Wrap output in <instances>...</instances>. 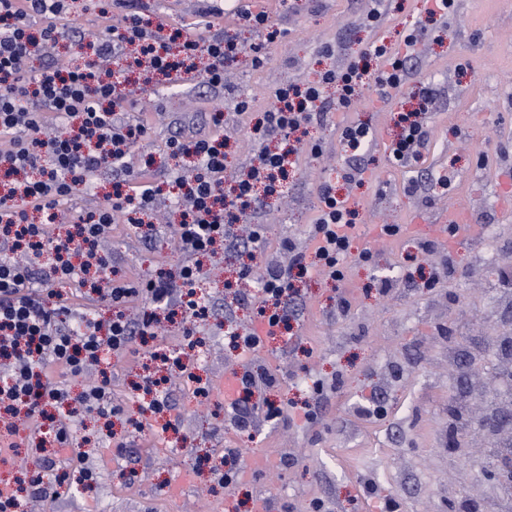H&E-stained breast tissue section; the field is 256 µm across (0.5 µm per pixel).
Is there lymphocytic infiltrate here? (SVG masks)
I'll use <instances>...</instances> for the list:
<instances>
[{
    "mask_svg": "<svg viewBox=\"0 0 512 512\" xmlns=\"http://www.w3.org/2000/svg\"><path fill=\"white\" fill-rule=\"evenodd\" d=\"M93 11L95 26L88 32L78 25L68 0H0V164L15 176L13 182L0 181V361L9 367L0 377V412L8 416L4 427L10 433L18 410H25L29 428L38 432L46 406L69 401V390L55 384V377L81 376L109 354L124 358L137 339H157L162 325L176 317L186 335H193L210 314L208 302L195 290L202 275L198 256L214 254L221 245L257 252L264 240L262 225H253L244 240L234 226L261 210L267 197L284 191L303 153H321V145L305 141L308 126L323 121L327 112L356 107L369 89L378 101L389 102L407 83L423 38L416 26L393 43L375 39L317 80L277 87L272 105L253 128L256 160L236 171L227 169L222 139L170 138L171 154L190 159L194 170L189 178L176 170L169 174L179 190L174 201L182 214L176 235L183 260L133 282L118 277L101 253L113 225L142 228L143 215L157 205L152 173L132 171L129 164L132 148L148 135L145 125L126 114L130 72L139 70L147 79L159 74L170 82L186 75L214 91L224 85L226 58L245 53L253 67H261L268 44L281 31L266 12L246 5L235 17L260 37L247 47L225 39L220 30L196 34L161 21L150 0H107ZM66 40L76 50L74 62L48 61L32 68L36 44ZM434 97L432 87L421 86L415 107L398 112L397 132L388 146L393 166L408 169L422 159ZM376 136L374 126L359 120L341 127L338 177L344 184H364ZM103 168L117 177L108 204L76 212L71 230L56 231L61 201L88 186ZM319 199L309 234L313 256L293 251L287 266L268 267L260 276L251 265L240 268L239 279L258 289L263 329L232 332L235 346L253 349L261 335L277 336L288 328L296 313L289 302L296 277L343 280L358 212L335 184L322 183ZM65 286L86 299V306L63 296ZM142 298L149 302L142 317H127L126 308ZM102 307L112 309L111 320L99 319ZM67 317L76 320V328L64 326ZM52 431L58 443L73 448L65 472L55 475L52 488L36 478L27 495L0 493V512H22L29 496L55 497L66 477L79 484L96 480L69 426L59 422Z\"/></svg>",
    "mask_w": 512,
    "mask_h": 512,
    "instance_id": "obj_1",
    "label": "lymphocytic infiltrate"
}]
</instances>
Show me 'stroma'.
Masks as SVG:
<instances>
[{"label": "stroma", "instance_id": "stroma-1", "mask_svg": "<svg viewBox=\"0 0 512 512\" xmlns=\"http://www.w3.org/2000/svg\"><path fill=\"white\" fill-rule=\"evenodd\" d=\"M367 0H281L270 12L281 29L263 67L244 56L224 65V81L251 94L255 111L271 102L272 91L286 82L313 78L317 71L356 56L373 38L396 41L404 29L425 27L414 76L403 87L411 95L420 84H433L436 101L428 114L430 142L413 172L392 166L388 144L400 101L384 104L367 97L349 112L331 113L308 128L309 139L324 152L302 160L283 195L267 200L251 221L265 227V243L254 260L257 270L287 265V244L312 249L310 226L318 212L320 184L341 165L338 133L352 120L373 124L371 176L357 223V237L345 278L315 276L297 282L298 317L288 335L265 338L249 352L231 348L227 333L256 317L251 286L237 272L241 254L222 249L202 262L196 285L212 312L194 339L180 322L166 326L165 341L137 345L112 382V402L122 411L103 421L96 413L78 416L72 431L97 472L88 486L59 488L40 502L37 512H263L275 502L278 512H379L393 499L397 512H449L471 502L496 512L497 493L486 478L487 450L496 438L472 430L467 453L450 446L448 410L460 404L466 418H483L492 399L508 392L496 370L502 362L486 357L487 348L512 322V302L501 296L500 275L512 265V0H457L447 23L425 19L421 0H385L378 27L365 26ZM333 44V55L322 48ZM134 119L150 129L148 140L132 149V164L158 174L174 168L167 142L176 130L205 136L220 130L228 137V170L247 163L256 152L249 117L225 109L214 127L210 106L193 84L147 87L136 94ZM418 176L427 198L403 192L408 176ZM447 178L440 186L439 178ZM465 205L471 231L439 243L430 272H423L421 224ZM399 224L402 238H381L379 227ZM173 218L155 224L151 237L126 224L115 225L102 242L120 274L136 281L156 270L159 261L175 264ZM374 254L362 262V249ZM435 284L426 287V275ZM390 280L388 290L378 279ZM347 311L336 307L338 298ZM187 360L189 373L171 372L167 384L171 409L164 419L174 427L167 447L158 436L137 431L143 400L131 388L151 363L154 350ZM247 366L256 375L273 376L272 385L255 389L253 403L269 400L282 408L273 424L256 420L238 427L224 401V374ZM319 404L316 420L304 416ZM14 445L0 458V487H25L48 471L64 466L70 448L56 443L37 450L38 437L17 421ZM128 445L118 455L114 442ZM219 448H238L235 485L218 483L213 466ZM263 451L255 468L247 453ZM180 496H172L173 484Z\"/></svg>", "mask_w": 512, "mask_h": 512}]
</instances>
